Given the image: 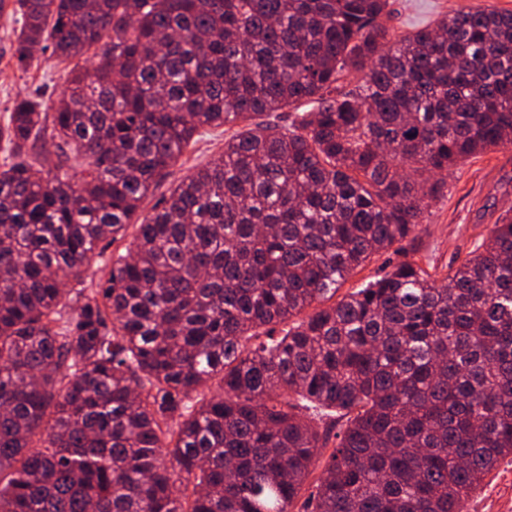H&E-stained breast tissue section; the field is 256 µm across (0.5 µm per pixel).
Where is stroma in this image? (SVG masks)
I'll return each instance as SVG.
<instances>
[{"label":"stroma","instance_id":"35a3bbf8","mask_svg":"<svg viewBox=\"0 0 512 512\" xmlns=\"http://www.w3.org/2000/svg\"><path fill=\"white\" fill-rule=\"evenodd\" d=\"M388 21L394 35L426 26L441 15L460 9L493 6L512 10V0H389ZM12 24L0 15V120L17 95L31 93L55 100L64 86L65 66L51 53L40 54L28 71L18 70L13 58ZM223 128L205 126L196 141L171 168L168 177L141 207L149 215L171 188L224 150ZM444 195L434 205L419 236L406 242L423 267L448 271L475 250L491 224L512 213V149L500 148L470 157L444 177ZM512 507V457L489 474L464 512H507Z\"/></svg>","mask_w":512,"mask_h":512}]
</instances>
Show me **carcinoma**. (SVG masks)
I'll list each match as a JSON object with an SVG mask.
<instances>
[{
  "label": "carcinoma",
  "instance_id": "obj_1",
  "mask_svg": "<svg viewBox=\"0 0 512 512\" xmlns=\"http://www.w3.org/2000/svg\"><path fill=\"white\" fill-rule=\"evenodd\" d=\"M7 6L18 68L96 63L0 125V512H462L512 456V217L323 303L512 145V11L395 38L388 0ZM246 123H240L229 129V126L209 127L204 126L195 135L196 142L191 145L184 156L170 168V174L149 196L141 207V217L152 213V207L163 196H169V190L178 184L183 178L191 174L197 167L205 165L212 158L217 157L224 151V139L228 138L234 131H241ZM224 129L228 131L224 132Z\"/></svg>",
  "mask_w": 512,
  "mask_h": 512
}]
</instances>
